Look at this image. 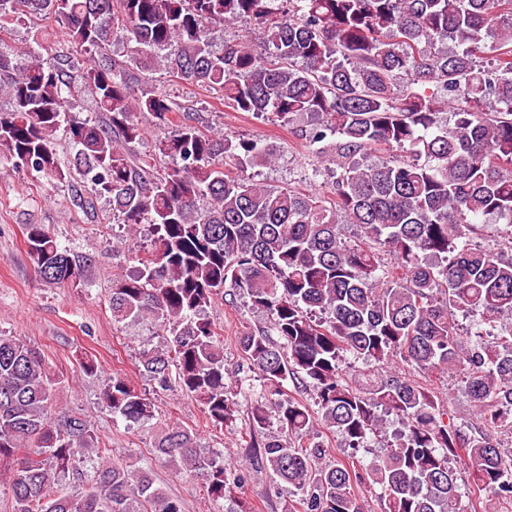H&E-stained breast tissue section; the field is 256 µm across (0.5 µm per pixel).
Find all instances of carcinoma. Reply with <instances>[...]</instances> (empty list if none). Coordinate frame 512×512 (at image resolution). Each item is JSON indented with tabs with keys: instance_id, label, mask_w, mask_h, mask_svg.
<instances>
[{
	"instance_id": "obj_1",
	"label": "carcinoma",
	"mask_w": 512,
	"mask_h": 512,
	"mask_svg": "<svg viewBox=\"0 0 512 512\" xmlns=\"http://www.w3.org/2000/svg\"><path fill=\"white\" fill-rule=\"evenodd\" d=\"M45 15L88 63L0 37V159L53 185L78 179L90 196L75 205L103 199L126 228L133 266L112 278V321H148L160 337L140 350L138 371L193 398L212 427L233 421L223 339L206 315L230 287L271 324L240 342L242 373L257 374L265 399L251 412L249 448L299 492L303 512H365L364 483L379 489L383 512H464L451 467L461 455L490 493L481 512H500L499 498H512V443L482 426L512 436V232L490 245L478 225L512 224V0H0V33ZM242 22L261 30L265 51L246 35L216 47V25ZM489 36L495 55L483 66ZM160 70L219 93L233 112L314 120L299 133L327 164L331 194L229 175L276 153L202 128L148 89ZM85 97L108 123L75 111ZM141 115L163 130L156 157L139 154ZM60 134L72 161L56 152ZM378 149L393 155L367 161ZM342 224L359 236L343 238ZM25 243L58 287H82L96 262L41 224L26 225ZM470 313L486 325L478 345L461 334L458 315ZM347 352L376 367L398 357L417 372L461 373L481 425L452 423L418 382L351 374ZM290 382L317 410L287 393ZM60 389L39 351L0 333V487L12 512H182L149 468L109 460L91 421L58 407ZM101 400L130 427L154 416L119 376ZM390 415L400 430L360 468L308 439L317 418L353 459ZM272 416L276 436L264 432ZM151 454L215 502L236 487L224 456L200 452L178 423Z\"/></svg>"
}]
</instances>
